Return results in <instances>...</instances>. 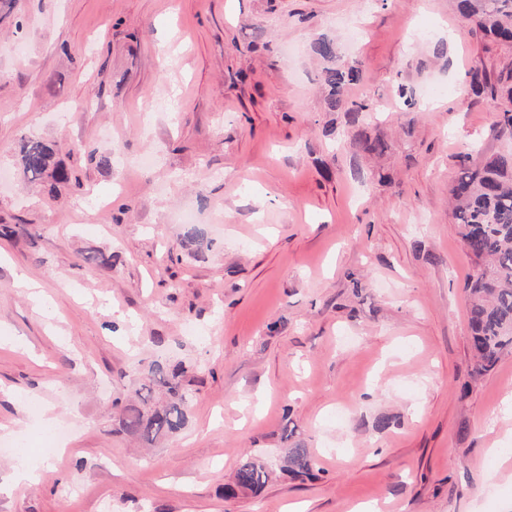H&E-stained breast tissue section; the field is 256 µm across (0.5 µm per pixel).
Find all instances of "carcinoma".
Wrapping results in <instances>:
<instances>
[{"label":"carcinoma","instance_id":"obj_1","mask_svg":"<svg viewBox=\"0 0 512 512\" xmlns=\"http://www.w3.org/2000/svg\"><path fill=\"white\" fill-rule=\"evenodd\" d=\"M458 12L476 22L492 38L512 43V0H455ZM313 52L330 63L322 72L328 89L330 110L341 107L348 88L362 79L355 63L337 57L333 41L321 38ZM499 138L512 141V110L501 112L492 126ZM357 151L381 155L388 148L380 137L361 138ZM19 154L23 170L32 182L46 180L49 192L70 180V172L54 162L55 148L44 141L22 140ZM453 216L464 246L475 262L474 274L465 289L469 296V328L477 358V372L493 368L501 357L512 352V151L476 162L472 153L460 155L459 169L451 188ZM191 369L183 362L153 363L137 390V401L123 411L119 428L124 433L153 442L179 432L187 423L188 398L181 381ZM166 390L170 401L161 408L150 404L158 390ZM295 430L284 436L289 443L283 470L293 478L312 476L314 461L302 443L294 439ZM271 478L265 457L248 451L239 458L234 481L224 486V495L260 493Z\"/></svg>","mask_w":512,"mask_h":512}]
</instances>
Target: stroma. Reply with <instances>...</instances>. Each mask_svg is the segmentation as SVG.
Returning <instances> with one entry per match:
<instances>
[{"instance_id": "stroma-1", "label": "stroma", "mask_w": 512, "mask_h": 512, "mask_svg": "<svg viewBox=\"0 0 512 512\" xmlns=\"http://www.w3.org/2000/svg\"><path fill=\"white\" fill-rule=\"evenodd\" d=\"M350 22L349 98L388 103L356 124L329 111L312 52L345 53ZM474 68L491 90L468 89ZM401 85L441 94L410 110ZM511 87L512 45L452 0H15L0 484L18 465L39 481L0 512H512V353L476 373L449 199L462 152L511 146L491 131ZM364 136L387 151L356 152ZM24 138L57 145L56 194L23 174ZM160 358L197 369L186 427L148 445L118 413ZM289 422L313 477L224 498Z\"/></svg>"}]
</instances>
